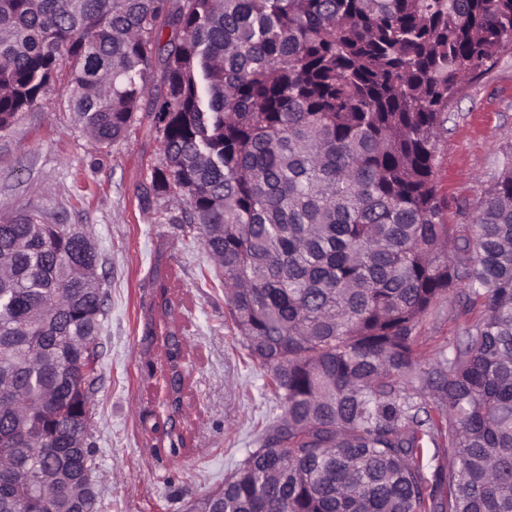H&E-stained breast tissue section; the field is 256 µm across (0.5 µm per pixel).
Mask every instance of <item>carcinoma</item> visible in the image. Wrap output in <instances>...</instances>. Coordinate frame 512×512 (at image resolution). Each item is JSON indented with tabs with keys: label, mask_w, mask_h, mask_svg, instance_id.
<instances>
[{
	"label": "carcinoma",
	"mask_w": 512,
	"mask_h": 512,
	"mask_svg": "<svg viewBox=\"0 0 512 512\" xmlns=\"http://www.w3.org/2000/svg\"><path fill=\"white\" fill-rule=\"evenodd\" d=\"M511 50L512 0H0V131L63 80L108 147L155 90L141 203L184 199L280 407L191 512H512V157L469 224L434 183L448 103ZM98 264L65 224L0 223V512H96ZM452 295L482 315L431 360Z\"/></svg>",
	"instance_id": "carcinoma-1"
}]
</instances>
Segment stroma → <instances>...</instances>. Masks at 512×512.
I'll list each match as a JSON object with an SVG mask.
<instances>
[{"label": "stroma", "instance_id": "35a3bbf8", "mask_svg": "<svg viewBox=\"0 0 512 512\" xmlns=\"http://www.w3.org/2000/svg\"><path fill=\"white\" fill-rule=\"evenodd\" d=\"M61 86L39 108L0 132V219L36 212L49 224L87 231L109 293L102 322L101 381L95 395L97 512H186L221 484L277 414L263 367L248 358L228 317L215 266L198 229L169 223L178 206L144 208L140 193L159 165V138L145 112L126 136L92 145ZM512 149V53L467 83L448 108L434 181L450 221L469 223ZM177 299L187 342L184 408L177 420L192 446L175 458L155 450L166 413L161 289ZM458 301H440L420 325L440 356L477 319Z\"/></svg>", "mask_w": 512, "mask_h": 512}]
</instances>
